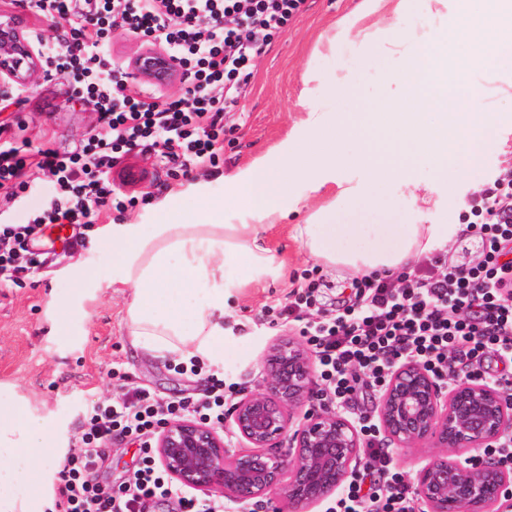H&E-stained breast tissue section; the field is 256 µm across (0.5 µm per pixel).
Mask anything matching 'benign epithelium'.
<instances>
[{
	"instance_id": "1",
	"label": "benign epithelium",
	"mask_w": 512,
	"mask_h": 512,
	"mask_svg": "<svg viewBox=\"0 0 512 512\" xmlns=\"http://www.w3.org/2000/svg\"><path fill=\"white\" fill-rule=\"evenodd\" d=\"M41 60L21 29L0 22V88L29 87ZM264 363L266 388L241 398L230 413L245 448L231 450L216 427L180 417L164 424L155 453L180 485L203 492L218 488L241 503L280 496L291 512H307L347 481L357 465L361 434L342 412L315 406L314 364L305 346L276 341ZM374 413L378 430L396 447L427 444L442 451L417 472L425 512L512 509V471L488 454L512 431V401L493 386L463 378L444 390L422 366L406 361L383 383ZM285 438L288 452H270Z\"/></svg>"
}]
</instances>
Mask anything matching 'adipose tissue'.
Listing matches in <instances>:
<instances>
[{"label": "adipose tissue", "mask_w": 512, "mask_h": 512, "mask_svg": "<svg viewBox=\"0 0 512 512\" xmlns=\"http://www.w3.org/2000/svg\"><path fill=\"white\" fill-rule=\"evenodd\" d=\"M454 0L456 21L411 43L401 80L415 108L392 112H328L314 98L288 137L267 154L225 175V202L190 210L184 192L169 193L154 207L150 224H108L98 242L112 253V268L100 279L127 293L124 322L130 345L146 355L177 363L196 359L211 367L250 356V336H228L224 319L232 299L253 283L279 280L284 262L265 234L298 208L289 182L324 197L307 223L290 237L324 266L365 275H391L448 241L444 224H348L346 209L389 215L384 193L393 181L412 183L420 166L433 180L454 188L459 180L483 181L482 160L496 140L486 91L468 75L477 68H512V0ZM410 0H359L329 28L337 46L351 31L374 38L369 20L380 11L406 12ZM436 116L424 126L422 112ZM356 147L354 160L368 177L361 187L337 177L345 159L325 145L332 132ZM239 214L225 220L226 206ZM47 419L20 400L0 403V512H42L45 474L60 463Z\"/></svg>", "instance_id": "obj_1"}]
</instances>
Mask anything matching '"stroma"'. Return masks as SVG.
<instances>
[{
  "label": "stroma",
  "instance_id": "stroma-1",
  "mask_svg": "<svg viewBox=\"0 0 512 512\" xmlns=\"http://www.w3.org/2000/svg\"><path fill=\"white\" fill-rule=\"evenodd\" d=\"M356 0H305L304 9L287 33L276 37L256 61L234 116L233 127L224 135V156L217 170L193 169L154 181L146 175V162L128 157L137 176L126 185L127 193L138 196L135 207L124 214H101L97 224L82 230V244L75 247L58 239L54 227H44L34 248L28 271L11 286L0 288V395H18L31 408L49 419L66 449H74L83 431L84 413L93 402L115 396L131 387H145L164 400L201 397L216 379L244 383L246 391L258 389L264 379V351L278 338L294 337V330L269 324L266 312L288 300L290 292L310 280H318L317 305L329 308L350 295V271L314 263L300 244L287 240L279 229L267 239L283 257L286 276L275 283L252 285L234 301V316L225 327L235 335L253 336L254 350L245 361H230L223 369L191 372L174 364L135 351L128 343L123 321L125 295L111 288L90 286L75 292V279L105 270L112 258L96 241L97 227L104 224H149L153 205L169 193L198 185L213 200L224 198L223 173L242 166L279 145L304 117L301 105L306 89L320 96L328 111L346 112L347 100L330 95L326 78L334 73L352 81L361 111L371 112L379 104L393 108L410 105L411 99L399 80L406 50L381 41L383 64L368 63L371 47L356 33H349L337 49H329L323 38L336 18L347 13ZM450 9L429 13L418 0L398 20L380 16L381 32L390 26L405 30L411 39L428 37L447 27ZM473 83L488 94L486 107L498 120V142L483 157L486 179L512 170V70H473ZM94 105L72 98L64 80L38 77L29 89L0 104V124L12 125L20 139L33 145L46 144L59 151L74 149L96 125ZM419 187L389 183L386 195L396 217L411 218L416 224H465L466 202L475 189L457 184L455 191L420 170ZM149 202H142V195ZM69 303L70 319L55 323L49 311L51 299ZM139 458V444L130 439L106 448L99 463L100 481L117 484L129 477Z\"/></svg>",
  "mask_w": 512,
  "mask_h": 512
}]
</instances>
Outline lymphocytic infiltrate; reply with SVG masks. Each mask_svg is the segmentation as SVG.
<instances>
[{
    "label": "lymphocytic infiltrate",
    "mask_w": 512,
    "mask_h": 512,
    "mask_svg": "<svg viewBox=\"0 0 512 512\" xmlns=\"http://www.w3.org/2000/svg\"><path fill=\"white\" fill-rule=\"evenodd\" d=\"M305 0H28L35 13L61 31L63 48L47 47L46 76L64 77L75 94L92 100L98 123L70 152L21 141L0 126V193L13 199L50 176L51 194L40 207L0 224V284L27 269L33 239L46 224L81 228L101 213L135 206L114 179L125 156L154 159L168 172L215 167L254 61L288 29ZM160 44L172 73L186 86L166 98L104 58L114 29ZM480 201L463 232L481 261L449 263L424 257L397 277L363 276L341 308L315 309L316 283L303 285L281 306L275 325L297 329L314 354L324 404L353 402L363 387H379L400 363L423 366L441 383L490 378L512 400V175L479 189ZM237 383L217 381L200 399L165 401L137 388L89 406L77 450L59 473L54 512H144L148 502L177 499L181 512H224L220 499L169 481L150 451L123 483L101 485L102 450L113 437L147 438L164 421L194 414L224 421V404ZM366 436L355 481L326 512H417L397 471L391 448L360 412Z\"/></svg>",
    "instance_id": "1"
}]
</instances>
